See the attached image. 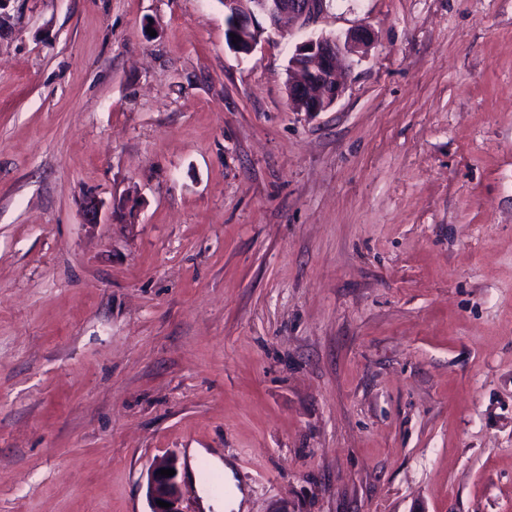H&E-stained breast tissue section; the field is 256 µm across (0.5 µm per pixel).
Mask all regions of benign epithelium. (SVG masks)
I'll use <instances>...</instances> for the list:
<instances>
[{"label":"benign epithelium","instance_id":"7a95c632","mask_svg":"<svg viewBox=\"0 0 512 512\" xmlns=\"http://www.w3.org/2000/svg\"><path fill=\"white\" fill-rule=\"evenodd\" d=\"M324 3L325 0H252L232 30L240 41L229 47L248 55L261 42L259 33L278 28L284 19L303 26L323 11ZM371 42V30L361 26L342 38L319 36L296 45L288 64V97L292 109L311 114L327 111L343 91L338 78L341 57L363 51ZM161 469H174L176 474L165 477L158 474ZM177 470L179 458L175 454L160 458L151 468L147 481L151 512H185ZM159 500L171 507L157 505Z\"/></svg>","mask_w":512,"mask_h":512}]
</instances>
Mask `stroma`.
Here are the masks:
<instances>
[{"instance_id": "1", "label": "stroma", "mask_w": 512, "mask_h": 512, "mask_svg": "<svg viewBox=\"0 0 512 512\" xmlns=\"http://www.w3.org/2000/svg\"><path fill=\"white\" fill-rule=\"evenodd\" d=\"M0 30V512H512V0H13ZM371 29L293 111L318 36ZM102 221L84 220L86 196ZM201 448L205 457L188 452ZM246 3L252 1L248 8H243L245 14L238 17L236 26L233 28V11L227 17L228 36L229 33L236 34V37L230 36L228 46L239 54L248 55L252 53L261 42L268 28L276 29L283 19H288L301 26L306 25L310 20L318 16L324 8L325 0H246ZM232 31V32H231ZM255 32L253 38L249 35ZM262 35L259 36V33ZM237 37H241L237 41ZM233 40L237 44H233ZM372 42L371 30L357 27L344 38L319 36L298 45L288 64V97L296 112L327 111L341 95L338 65L345 54L359 53ZM318 86L317 91L314 87ZM160 469H174L175 474L165 477L158 474ZM179 478V458L170 454L155 462L150 470L147 481V494L151 503L150 512H186L182 507V492ZM156 500L171 504L164 508L157 505ZM207 459L219 470H223L224 472V481L226 482L229 493L226 497L221 500H210L205 499L204 506L206 508L212 507L214 512H231L234 510L238 512L241 507V502L243 499V494L236 486V480L234 478V473L232 467L225 462L222 464L221 460L212 455H208Z\"/></svg>"}]
</instances>
